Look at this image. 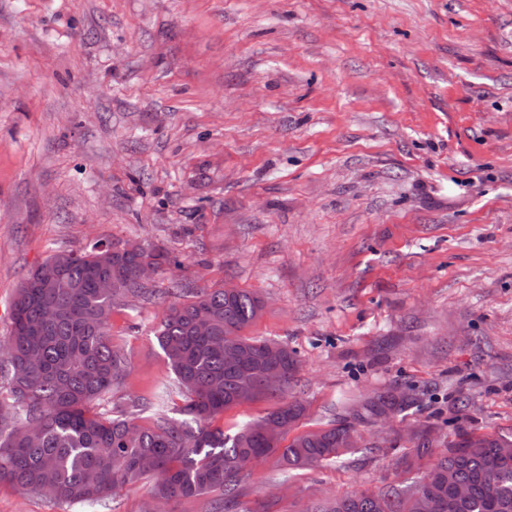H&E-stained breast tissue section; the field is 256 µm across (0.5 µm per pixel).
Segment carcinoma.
<instances>
[{"label": "carcinoma", "mask_w": 512, "mask_h": 512, "mask_svg": "<svg viewBox=\"0 0 512 512\" xmlns=\"http://www.w3.org/2000/svg\"><path fill=\"white\" fill-rule=\"evenodd\" d=\"M181 267L168 251L140 244L60 252L25 278L12 303L11 323L0 355V484L49 497L64 505L107 508L125 487L144 479L152 497L219 496L213 512L239 505V488L252 476L249 459L277 457L287 471L308 470L351 453L341 419L324 428L268 438L259 421L233 432L213 425L225 411L279 397L263 420L296 428L304 404L286 398L298 367L296 352L274 339L245 335L263 314L256 294L239 289L195 291L179 278L167 288V305L155 338L175 375L183 419L140 424L132 413H92L118 386L127 365L112 346L109 318L118 296H150L138 280L142 265ZM114 287H97L112 277ZM58 277L60 288H36L41 277ZM212 335L196 331L198 318ZM285 373L281 390H261L267 372ZM416 404L388 390L361 403L366 415L401 414ZM410 477L377 491L357 490L310 506L308 512H512V436L462 431L451 441L426 435L396 456ZM465 488L462 499L453 496Z\"/></svg>", "instance_id": "obj_1"}]
</instances>
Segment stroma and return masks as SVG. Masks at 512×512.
Masks as SVG:
<instances>
[{
	"mask_svg": "<svg viewBox=\"0 0 512 512\" xmlns=\"http://www.w3.org/2000/svg\"><path fill=\"white\" fill-rule=\"evenodd\" d=\"M97 241L256 293L300 430L416 397L342 461L261 463L242 512L395 482L418 423L512 434V0H0V336L31 270ZM163 311L109 321L144 424L173 413ZM0 512L92 510L2 486ZM395 392L394 390H388L364 399L361 408L365 415L376 419L384 415L393 417L416 404V399L411 395L402 394V396H397Z\"/></svg>",
	"mask_w": 512,
	"mask_h": 512,
	"instance_id": "stroma-1",
	"label": "stroma"
}]
</instances>
